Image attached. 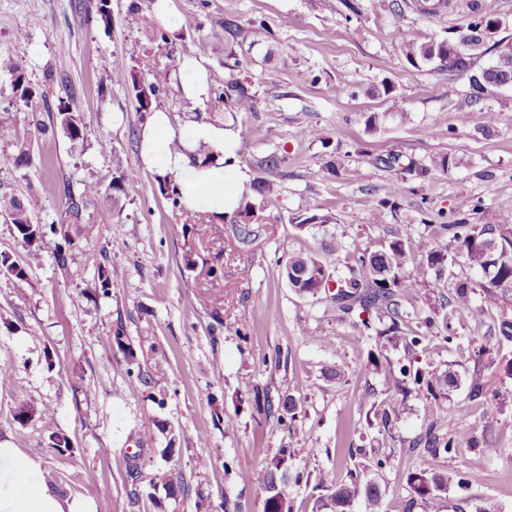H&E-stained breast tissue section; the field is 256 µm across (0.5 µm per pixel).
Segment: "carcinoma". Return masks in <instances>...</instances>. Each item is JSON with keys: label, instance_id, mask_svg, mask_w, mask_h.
<instances>
[{"label": "carcinoma", "instance_id": "obj_1", "mask_svg": "<svg viewBox=\"0 0 512 512\" xmlns=\"http://www.w3.org/2000/svg\"><path fill=\"white\" fill-rule=\"evenodd\" d=\"M97 22L105 27L110 24V7L106 0H97L94 10L84 9V22ZM502 23V18L496 0H474L465 23L448 29V35L428 41H410L403 45L406 60L414 67L442 64L448 55L447 41L455 36L467 39L468 51L474 54L485 52L481 42V32L491 26ZM241 35V26L236 17L224 18V43L232 48ZM100 68L114 83L132 86L138 111L143 114L151 113L153 102L166 91L169 83V72L165 69H149L137 71L123 65L112 64V58L104 57ZM5 84L10 89L6 97L7 104L0 105V142L3 144H19L16 126L9 120L14 105L22 102L32 106V112H38L33 106L35 99L43 96L38 86L27 76L25 68L14 62L8 65ZM215 98L224 102L227 112H251L255 108V94L240 80L229 77L212 88ZM36 129L45 134L50 130H61L65 136L75 142L85 137V126L79 113L73 111L66 103L57 107L55 119L50 125L35 118L32 120ZM450 158L439 156L431 159L428 166L407 164L405 170L415 173L420 178L427 177L435 169L449 167ZM162 194L168 196L173 206H179L178 185L175 176L168 174L159 178ZM275 180L264 177L253 184L254 193L266 200L277 192ZM112 192V198L127 193L126 180L123 175L112 177V183L103 186L99 182H86L79 194H74L70 188H65L66 210L64 218L76 225V236L89 238L95 234L100 224H106L112 219V212L101 211L94 218H85L88 201L106 192ZM42 211V200L36 194L21 200L16 196L0 197V215L10 219L17 234L28 247L29 259L39 258L41 244L50 234L58 233L55 222L38 223L34 216ZM261 206L245 203L239 207L235 223L236 235L240 244L247 246L259 234L257 224L261 223ZM438 237L442 243L432 246L424 239L410 237L407 229L400 226L392 238L379 251L371 252L354 241L349 246L336 245V254L347 252L352 258L355 268L349 278H332L329 272L330 264L310 254H293L288 257L283 270L289 287L298 293L315 295L309 286V281L293 278L290 271L302 273L306 268H316L325 274L326 285L322 293L329 296L336 308L345 313H351L355 308L376 314V321L362 319L355 324L358 336L374 342V346L386 349L399 343L404 345L407 353L411 354L408 362L399 367L389 368L390 377L386 383V391L393 396L383 402L381 422L387 423L391 417L398 416L403 411V399L396 394L405 391L407 384H426L427 391L433 403L426 406L429 417L424 436L421 438L424 446L435 454H450L458 448L468 447L475 443L472 431L465 427H448L435 406V402L445 396V388L455 384V375L430 373L415 366L418 349L431 332L435 318L418 317L414 311H409L403 299L412 291L422 286L425 275L429 271L441 275L448 273L451 288L448 296V306L453 311L471 310L474 308L475 296H480L479 308L489 311L500 308V301L512 294V225L497 223L495 215L485 207L481 200L465 199L456 211V218L449 224H439ZM464 264L474 270L479 279L454 280L451 267ZM425 328L420 332L408 330L411 323ZM124 330L115 329L111 344L124 352L126 372L133 374L132 366L136 360L133 349L123 340ZM488 339L495 344L512 341V317L502 314L493 334ZM469 399L487 406L488 411L498 412L503 403L498 401V394H488L487 381L476 369L469 377ZM260 409L268 416H274L282 425L295 422L298 414L296 401L291 397L279 398L273 401L270 396L263 397ZM291 453L286 448H267L261 456V467L256 471L255 480L265 491L266 497L263 512H293V505L278 488L277 478L285 476L289 470L288 460ZM412 492L421 502L431 505L441 499L448 490V474L434 469H422L410 474L408 478ZM319 485L331 490L323 501L322 507L330 512H351V508L359 499L366 502L365 512H380L381 493L369 483H362L358 478L336 484V480L328 473L319 479Z\"/></svg>", "mask_w": 512, "mask_h": 512}]
</instances>
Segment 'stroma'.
I'll return each instance as SVG.
<instances>
[{
    "mask_svg": "<svg viewBox=\"0 0 512 512\" xmlns=\"http://www.w3.org/2000/svg\"><path fill=\"white\" fill-rule=\"evenodd\" d=\"M79 2L0 0V62L15 59L37 85L45 73L58 75L47 85V104L68 101L86 129L76 144L59 132L38 133L28 107L17 104L13 120L30 163L16 166V147L0 143V194L38 192L46 221L61 217L64 187L107 184L120 171L128 190L116 202L98 199L97 208L113 209L114 217L93 237L77 239L64 270L55 259L61 237L48 238L33 263L0 217V254L26 268L22 279L0 274V446L40 461L60 497L90 500L97 512H263L257 446L291 451L293 470L303 474L301 483L282 485L294 512H314L326 472L340 482L353 472L375 484L383 512H427L407 484L424 468L467 481L463 489L449 484L441 512H512V343L479 362L472 356L490 318L450 312L448 285L432 274L406 302L421 316L448 319L419 357L458 379L443 413L501 450L492 460L478 448L434 457L416 445L427 425L425 387H413L390 426L372 418L385 372L404 361L403 348H388L371 364L369 344L357 338V314L338 311L325 295L295 293L281 274L289 255L326 260L340 239L375 250L400 225L411 237L432 238L431 220L451 218L465 197L481 199L498 223L512 225V89L488 88L473 105L468 74L416 68L402 55L404 43L463 23L469 0H450L436 15L422 13L419 0H398L395 11L378 9L376 0H171L176 23L167 28L155 0H111L108 29L84 22ZM229 15L243 29L230 53ZM161 28L163 42L155 37ZM104 56L138 69L168 67L158 108L176 126L195 116L223 122L237 135L238 165L248 177L260 176L266 156L280 157V192L267 202L252 245L241 247L227 220L188 221L161 194L156 173L141 165L134 92L106 78ZM187 56L202 62L209 79L251 84L254 111L186 99L178 66ZM301 71L306 81L298 80ZM384 83L391 94L373 95ZM373 114L379 122L367 126ZM307 126L320 128L322 140L300 138ZM436 126L449 135L426 137ZM389 153L420 164L446 155L452 163L420 182L377 164ZM332 162L338 175L327 170ZM396 181L405 190L393 196L388 188ZM375 208L383 215L378 224L370 220ZM311 214L329 221L295 227L294 218ZM101 267L112 275L106 297L94 290ZM218 292L220 308L212 303ZM119 326L150 383L127 376L123 352L108 349ZM478 363L490 391L508 398L492 419L468 398L467 378ZM265 393L295 399L292 428L259 412L255 399ZM45 405L52 415H42ZM22 406L32 409L23 419ZM230 417L236 429H226ZM170 428L177 441L169 456ZM138 433L150 439L141 451L132 441ZM58 437L70 442L66 454L53 447ZM380 457L387 460L381 467ZM169 478L181 485L177 497L168 494Z\"/></svg>",
    "mask_w": 512,
    "mask_h": 512,
    "instance_id": "35a3bbf8",
    "label": "stroma"
}]
</instances>
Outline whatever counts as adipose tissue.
I'll return each mask as SVG.
<instances>
[{
    "mask_svg": "<svg viewBox=\"0 0 512 512\" xmlns=\"http://www.w3.org/2000/svg\"><path fill=\"white\" fill-rule=\"evenodd\" d=\"M237 136L223 125L173 126L166 111L151 113L140 132L145 169L177 177L185 209L217 217L234 211L249 179L234 162ZM38 461L0 447V512H96L83 499L61 498L38 478Z\"/></svg>",
    "mask_w": 512,
    "mask_h": 512,
    "instance_id": "ef3b65f1",
    "label": "adipose tissue"
}]
</instances>
